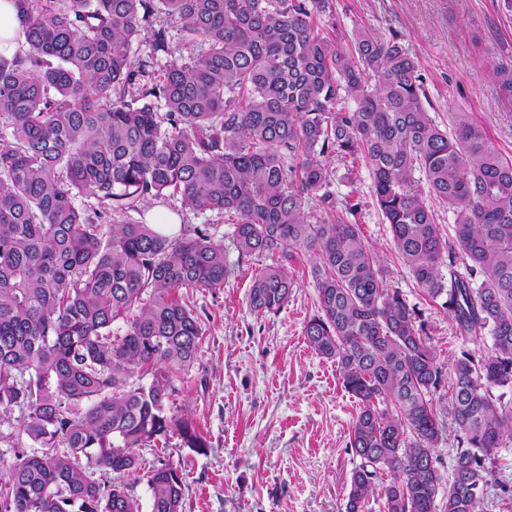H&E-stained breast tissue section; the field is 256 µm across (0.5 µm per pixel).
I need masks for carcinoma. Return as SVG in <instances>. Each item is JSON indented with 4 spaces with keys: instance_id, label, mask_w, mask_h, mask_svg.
<instances>
[{
    "instance_id": "carcinoma-1",
    "label": "carcinoma",
    "mask_w": 512,
    "mask_h": 512,
    "mask_svg": "<svg viewBox=\"0 0 512 512\" xmlns=\"http://www.w3.org/2000/svg\"><path fill=\"white\" fill-rule=\"evenodd\" d=\"M15 4L24 42L0 55V446L13 455L0 453V512H141L123 480L138 449L173 436L207 448L170 411L203 336L176 291L224 287V246L205 230L171 239L115 221L165 196L234 216L239 257L281 259L253 278L255 314L292 296L284 261L312 257L318 310L303 334L362 402L345 512L375 496L383 512H480L512 445V401L492 392L512 386V160L462 113L450 129L435 122L397 38L360 32L354 56L337 49L312 19L330 0ZM159 14L205 48L163 65L135 60ZM332 156L366 161L425 298L465 340L491 339L490 353L463 351L448 371L438 362L419 310L386 286L351 222L357 204L336 210ZM417 171L455 214L453 240ZM80 195L94 204L77 206ZM311 197L325 213L316 223ZM447 417L458 440L448 478L436 456ZM147 486L151 512H182L171 464L152 467Z\"/></svg>"
}]
</instances>
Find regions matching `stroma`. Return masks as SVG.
I'll return each instance as SVG.
<instances>
[{
	"label": "stroma",
	"mask_w": 512,
	"mask_h": 512,
	"mask_svg": "<svg viewBox=\"0 0 512 512\" xmlns=\"http://www.w3.org/2000/svg\"><path fill=\"white\" fill-rule=\"evenodd\" d=\"M316 24L337 47L350 49L358 31L397 37L422 76L423 104L439 125L463 113L480 126L503 157L512 159V0H333ZM327 166L337 205H358L354 219L379 254L387 284L416 304L440 362L464 349L456 323L439 303L425 301L398 259L390 229L373 195L370 170L338 158ZM176 220V232L208 230L224 247L231 270L223 288L183 297L201 320L195 364L179 381L175 410L188 414L208 443L204 453L178 438L141 449L143 470L125 482L150 512L145 471L160 459L184 477L183 512H344L352 471L360 460L347 443L357 398L342 386L337 364L308 344L305 321L317 311L312 260L295 251L286 265L294 292L278 313L257 315L247 305L256 270L276 256L240 258L232 225L222 214L196 211L176 198L140 203L131 219L148 223L151 209Z\"/></svg>",
	"instance_id": "1"
}]
</instances>
